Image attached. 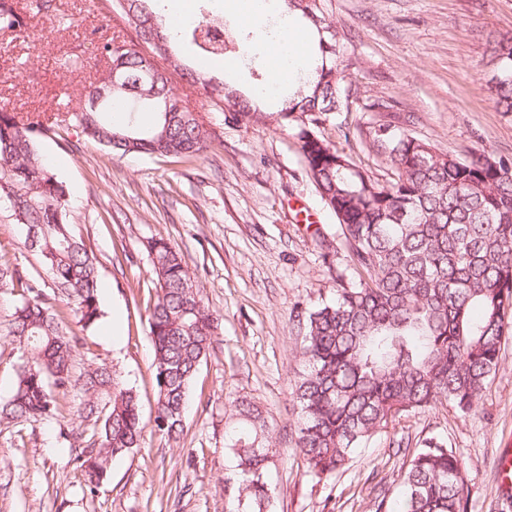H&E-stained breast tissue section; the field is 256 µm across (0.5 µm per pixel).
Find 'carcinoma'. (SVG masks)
Listing matches in <instances>:
<instances>
[{"mask_svg": "<svg viewBox=\"0 0 512 512\" xmlns=\"http://www.w3.org/2000/svg\"><path fill=\"white\" fill-rule=\"evenodd\" d=\"M105 3L125 25L131 12L141 21L134 27L141 46L102 43L112 70L99 82L106 84L115 70L148 95L118 88L95 112L71 108L69 120L122 155L200 153L206 134L188 101L163 80L147 81L144 72L153 34L169 45L175 39L153 0ZM212 18L203 16L193 29L195 44L208 57L235 52L237 31L211 35ZM24 28L21 11L0 0V32ZM318 53L311 79L284 96L277 111L240 97L230 118L286 126L295 113L309 112L316 125L342 111L346 65L337 55V36L318 39ZM489 64L497 78L488 89L502 111L512 112L511 37L494 42ZM129 100L154 113L152 126H140L132 113L113 120L117 103ZM53 132V122L23 121L0 110V207L15 223L37 229L32 251L40 260L35 272L0 264V293L19 300L9 329L19 365L11 396L0 401V424L55 422L66 441L60 398L79 389L77 415L85 427L74 461L92 494L112 459L139 447L146 429L171 439L182 432L189 386L212 344L213 317L182 256L155 239L148 244L156 288L148 318L157 387L152 423L144 421L138 395L116 371L89 363L73 376L83 342L66 319L72 314L88 328L103 311L96 258L71 232L68 190L36 149ZM369 135L396 172L386 186L315 131L301 126L296 133L349 257L347 271L336 274L335 299L297 312L305 369L292 386L295 448L320 480L345 470L356 448L399 419L439 404L471 412L512 327V160L462 159L389 124ZM235 416L229 445L235 472L225 479L224 492L239 512H265L270 490L263 476L276 454L273 432L250 401L237 402ZM468 504L463 459L440 441H426L404 475L400 512H468Z\"/></svg>", "mask_w": 512, "mask_h": 512, "instance_id": "obj_1", "label": "carcinoma"}]
</instances>
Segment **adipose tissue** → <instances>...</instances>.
<instances>
[{
    "label": "adipose tissue",
    "instance_id": "obj_1",
    "mask_svg": "<svg viewBox=\"0 0 512 512\" xmlns=\"http://www.w3.org/2000/svg\"><path fill=\"white\" fill-rule=\"evenodd\" d=\"M312 38L310 30L288 20L284 22L278 39L264 46L262 59L272 87L294 83L298 70L308 67L306 46Z\"/></svg>",
    "mask_w": 512,
    "mask_h": 512
}]
</instances>
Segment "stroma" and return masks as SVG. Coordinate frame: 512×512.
Here are the masks:
<instances>
[{
	"label": "stroma",
	"instance_id": "1",
	"mask_svg": "<svg viewBox=\"0 0 512 512\" xmlns=\"http://www.w3.org/2000/svg\"><path fill=\"white\" fill-rule=\"evenodd\" d=\"M28 15L20 34L0 33V109L49 117L77 102L96 69L102 41L132 45L102 0H53ZM348 66V110L317 132L375 182L393 181L386 156L373 148V126L389 124L461 158L512 159V112L488 90L490 43L512 35V0H323ZM278 15L240 26L237 68L202 59L183 42L184 67L251 93L267 79L259 50ZM174 89L197 111L207 133L199 154L111 153L80 127L63 122L39 150L70 196L71 229L100 262L104 315L90 328L69 318L82 337V359L116 368L154 411L149 309L156 297L147 251L166 240L197 276L217 329L207 360L187 396L178 441L150 433L141 447L112 460L95 493L58 425H0V512H233L224 476L235 459L228 434L234 403L248 399L263 413L277 443L265 480L269 512H395L412 450L436 439L461 455L469 479L468 512H512L497 492L500 449L512 448V337L482 402L462 415L438 406L390 424L333 481L309 475L294 448L298 413L290 382L302 371L296 307L314 309L335 295L348 251L335 215L324 205L300 152L294 127L238 124L207 105L202 85L174 76ZM25 229L0 209V262L32 268ZM15 296L0 294V400L16 381L17 354L5 328Z\"/></svg>",
	"mask_w": 512,
	"mask_h": 512
}]
</instances>
